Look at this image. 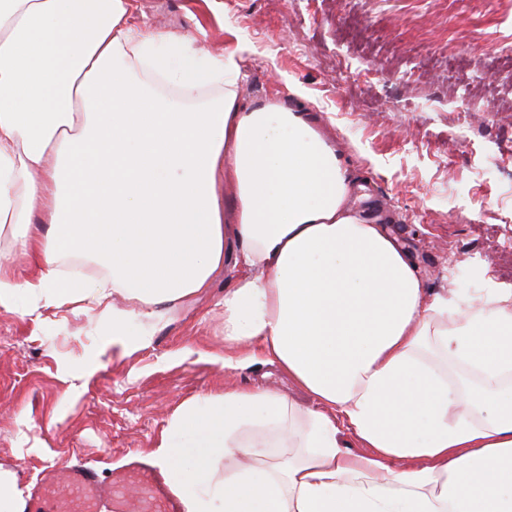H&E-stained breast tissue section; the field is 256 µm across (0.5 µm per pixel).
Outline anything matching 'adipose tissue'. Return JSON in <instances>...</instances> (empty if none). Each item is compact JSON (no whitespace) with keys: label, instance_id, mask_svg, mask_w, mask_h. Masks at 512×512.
I'll list each match as a JSON object with an SVG mask.
<instances>
[{"label":"adipose tissue","instance_id":"adipose-tissue-1","mask_svg":"<svg viewBox=\"0 0 512 512\" xmlns=\"http://www.w3.org/2000/svg\"><path fill=\"white\" fill-rule=\"evenodd\" d=\"M137 2L0 0V233L42 257L0 303H82L141 349L232 269L225 367L312 402H185L152 452L184 512H512V291L430 293L330 130L243 105L235 54Z\"/></svg>","mask_w":512,"mask_h":512}]
</instances>
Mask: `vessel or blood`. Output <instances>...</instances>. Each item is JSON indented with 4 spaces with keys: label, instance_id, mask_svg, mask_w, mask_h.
<instances>
[{
    "label": "vessel or blood",
    "instance_id": "vessel-or-blood-1",
    "mask_svg": "<svg viewBox=\"0 0 512 512\" xmlns=\"http://www.w3.org/2000/svg\"><path fill=\"white\" fill-rule=\"evenodd\" d=\"M22 499L24 512H181L160 475L137 459L106 476L89 462L46 468Z\"/></svg>",
    "mask_w": 512,
    "mask_h": 512
}]
</instances>
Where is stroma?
I'll return each instance as SVG.
<instances>
[{
  "mask_svg": "<svg viewBox=\"0 0 512 512\" xmlns=\"http://www.w3.org/2000/svg\"><path fill=\"white\" fill-rule=\"evenodd\" d=\"M145 21L239 56L244 103L332 130L366 216L427 288L512 290V0H141ZM216 275L151 346L83 311L0 304V465L19 483L82 459L148 456L175 411L227 386L291 391L277 366L229 369Z\"/></svg>",
  "mask_w": 512,
  "mask_h": 512,
  "instance_id": "1",
  "label": "stroma"
}]
</instances>
